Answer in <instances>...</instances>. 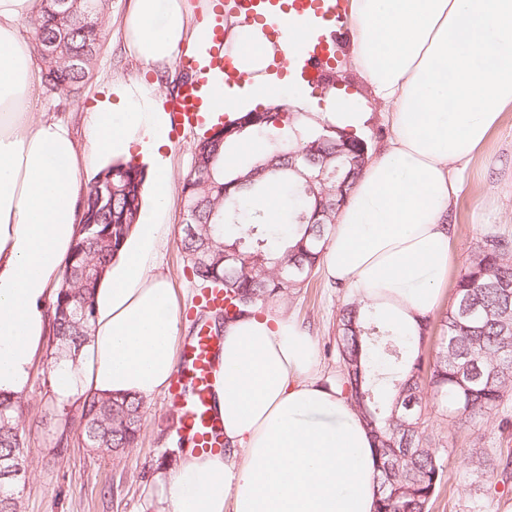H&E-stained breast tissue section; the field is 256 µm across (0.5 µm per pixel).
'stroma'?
<instances>
[{
  "instance_id": "stroma-1",
  "label": "stroma",
  "mask_w": 512,
  "mask_h": 512,
  "mask_svg": "<svg viewBox=\"0 0 512 512\" xmlns=\"http://www.w3.org/2000/svg\"><path fill=\"white\" fill-rule=\"evenodd\" d=\"M126 0H109L93 72L79 98L63 92L39 89L36 109H46L68 122L76 136H83L84 109L110 91L112 79H138L139 63L123 45L120 19ZM462 191L455 206L456 226L451 250L453 264L434 318H441L454 300V283L468 264L481 239L496 234L512 239V113L486 142L482 152L462 173ZM181 211L172 205L162 221L167 240L157 261L172 278L180 307V333L190 336L197 311L192 299L198 289L180 248ZM345 300L342 289L328 282L322 270H314L303 288L286 298L288 314L312 336L323 374L335 372L336 317ZM25 421V452L29 482L22 495V512H159V477L173 470L176 418L164 396L149 400L137 447L120 459L87 448L77 428H69L65 452L54 447L61 426L59 411L77 415V405L58 402L45 368H38L21 398ZM430 439L447 453L448 480L440 488L431 512H512V479L494 482L492 468L499 449L512 448V397L505 398L487 422L448 420L435 402L425 404Z\"/></svg>"
}]
</instances>
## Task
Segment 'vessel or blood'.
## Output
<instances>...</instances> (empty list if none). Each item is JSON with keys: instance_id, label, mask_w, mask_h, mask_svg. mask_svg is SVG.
<instances>
[{"instance_id": "1", "label": "vessel or blood", "mask_w": 512, "mask_h": 512, "mask_svg": "<svg viewBox=\"0 0 512 512\" xmlns=\"http://www.w3.org/2000/svg\"><path fill=\"white\" fill-rule=\"evenodd\" d=\"M225 8V13L209 16L201 41L178 57L185 80L178 93L164 102L174 133L202 135L212 124L223 123V113L214 111L210 101L213 82L219 77L229 86L245 78L236 59L224 51L226 14L249 21L271 18L281 11L298 18L316 17L322 32L305 48L301 75L313 83L330 76L336 43L327 39L325 32L340 27L344 19L343 0H226ZM222 349V337L209 325H198L182 346L167 392L166 402L176 415V429L197 455H214L224 450V425L213 404L216 364Z\"/></svg>"}]
</instances>
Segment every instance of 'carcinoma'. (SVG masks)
<instances>
[{
	"instance_id": "carcinoma-1",
	"label": "carcinoma",
	"mask_w": 512,
	"mask_h": 512,
	"mask_svg": "<svg viewBox=\"0 0 512 512\" xmlns=\"http://www.w3.org/2000/svg\"><path fill=\"white\" fill-rule=\"evenodd\" d=\"M33 38L40 82L48 91L78 96L97 56L105 0H44ZM53 44L55 53L44 55ZM303 113L279 104L243 112L211 137L199 139L181 188L182 210L193 232L180 244L201 288L224 291L234 310L224 322L250 315L291 294L320 264L336 214L365 165L373 144L330 125H309ZM254 132L267 137L265 153L229 167L225 157ZM307 174L311 181L301 178ZM144 168L114 162L92 178L82 198L80 236L64 262L59 291L47 313L57 356L78 348L93 321L100 274L135 223ZM112 186L110 204L97 205L96 186ZM286 195L276 237L260 202L269 187ZM433 350L423 352L430 318L416 338L400 336L380 315L349 298L336 323L340 370L333 381L371 433L379 460L376 512H429L447 480L444 449L425 435L422 400L430 395L451 419L481 422L512 390V239L488 235L454 286ZM145 402L90 396L77 423L90 448L118 457L138 444ZM21 398L0 396V512H21L28 480L23 453Z\"/></svg>"
}]
</instances>
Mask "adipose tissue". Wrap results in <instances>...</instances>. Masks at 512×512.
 Wrapping results in <instances>:
<instances>
[{"label": "adipose tissue", "instance_id": "ef3b65f1", "mask_svg": "<svg viewBox=\"0 0 512 512\" xmlns=\"http://www.w3.org/2000/svg\"><path fill=\"white\" fill-rule=\"evenodd\" d=\"M189 0H127L125 49L144 68L88 110L87 136L33 111L39 67L23 29L43 0H0V393L23 396L50 350L46 302L78 237L82 165L94 157H147L154 196L138 212L94 294L95 316L75 358L51 365L57 399L150 400L165 391L179 350L180 309L156 257L173 204V148L154 77L202 34ZM279 43L260 22L233 19L231 54L242 85L216 96L240 112L276 97L291 75L270 73L302 51L309 22L280 17ZM351 66L391 134L371 155L336 216L323 254L328 281L403 336L439 303L452 262L461 171L512 112V0H350ZM319 116L361 133L363 101L323 100ZM214 404L225 455L186 452L158 480L163 512H374L377 458L347 399L326 385L307 330L284 306L225 325Z\"/></svg>", "mask_w": 512, "mask_h": 512}]
</instances>
